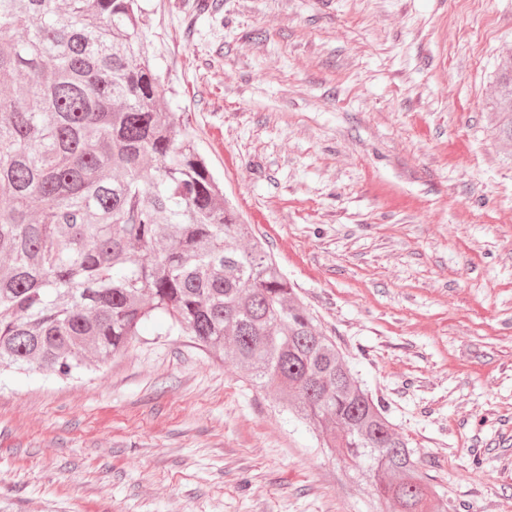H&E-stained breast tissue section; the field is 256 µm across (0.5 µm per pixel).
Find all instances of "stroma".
<instances>
[{"label": "stroma", "instance_id": "1", "mask_svg": "<svg viewBox=\"0 0 512 512\" xmlns=\"http://www.w3.org/2000/svg\"><path fill=\"white\" fill-rule=\"evenodd\" d=\"M142 0L227 206L460 512H512V0ZM13 512H374L308 425L187 336L0 374ZM495 80L498 94L492 103L495 120L489 135L495 141L512 142V57L499 63Z\"/></svg>", "mask_w": 512, "mask_h": 512}]
</instances>
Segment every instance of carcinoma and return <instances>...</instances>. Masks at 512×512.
I'll list each match as a JSON object with an SVG mask.
<instances>
[{
  "mask_svg": "<svg viewBox=\"0 0 512 512\" xmlns=\"http://www.w3.org/2000/svg\"><path fill=\"white\" fill-rule=\"evenodd\" d=\"M140 0H0V367L68 378L151 323L192 337L325 435L398 510L456 512L226 206L141 54ZM490 137L512 142V57Z\"/></svg>",
  "mask_w": 512,
  "mask_h": 512,
  "instance_id": "obj_1",
  "label": "carcinoma"
}]
</instances>
